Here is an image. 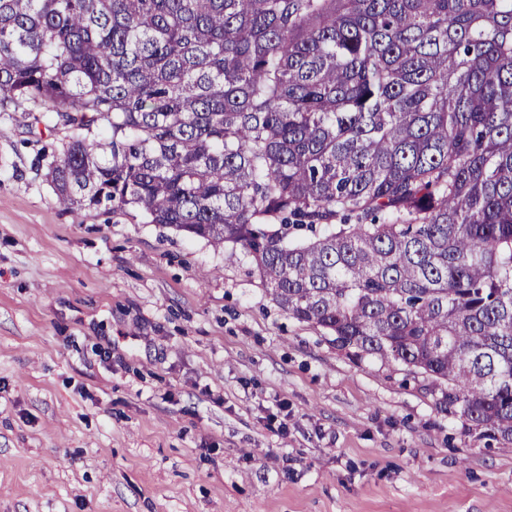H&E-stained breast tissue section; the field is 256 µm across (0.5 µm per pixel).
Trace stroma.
Masks as SVG:
<instances>
[{
    "instance_id": "35a3bbf8",
    "label": "stroma",
    "mask_w": 512,
    "mask_h": 512,
    "mask_svg": "<svg viewBox=\"0 0 512 512\" xmlns=\"http://www.w3.org/2000/svg\"><path fill=\"white\" fill-rule=\"evenodd\" d=\"M72 134L0 112V512H512V442L433 379L339 350L241 250L60 207Z\"/></svg>"
}]
</instances>
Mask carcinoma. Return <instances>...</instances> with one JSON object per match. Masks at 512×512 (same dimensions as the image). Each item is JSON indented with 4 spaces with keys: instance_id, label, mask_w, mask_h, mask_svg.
<instances>
[{
    "instance_id": "1",
    "label": "carcinoma",
    "mask_w": 512,
    "mask_h": 512,
    "mask_svg": "<svg viewBox=\"0 0 512 512\" xmlns=\"http://www.w3.org/2000/svg\"><path fill=\"white\" fill-rule=\"evenodd\" d=\"M65 208L230 244L336 347L512 441V0H0Z\"/></svg>"
}]
</instances>
